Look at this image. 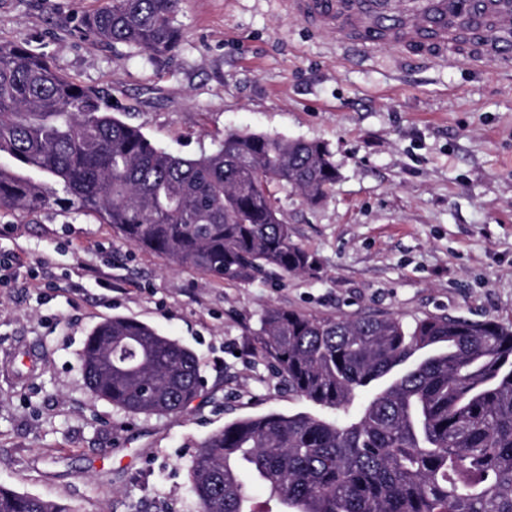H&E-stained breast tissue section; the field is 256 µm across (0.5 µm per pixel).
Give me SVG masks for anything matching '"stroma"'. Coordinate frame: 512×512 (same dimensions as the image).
I'll return each mask as SVG.
<instances>
[{
    "label": "stroma",
    "mask_w": 512,
    "mask_h": 512,
    "mask_svg": "<svg viewBox=\"0 0 512 512\" xmlns=\"http://www.w3.org/2000/svg\"><path fill=\"white\" fill-rule=\"evenodd\" d=\"M101 4L0 0V40L111 98L168 152L266 133L326 145L337 180L317 204L276 192L316 273L246 284L170 266L90 217L0 211V256L25 261L0 287V485L68 512H196L189 467L212 434L318 411L255 353L269 306L512 325V72L405 61L387 46L352 62L282 0H181L179 45L149 61L86 32ZM115 317L192 350L200 396L133 420L94 398L84 345Z\"/></svg>",
    "instance_id": "obj_1"
}]
</instances>
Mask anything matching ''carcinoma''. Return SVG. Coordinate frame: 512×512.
<instances>
[{
    "label": "carcinoma",
    "mask_w": 512,
    "mask_h": 512,
    "mask_svg": "<svg viewBox=\"0 0 512 512\" xmlns=\"http://www.w3.org/2000/svg\"><path fill=\"white\" fill-rule=\"evenodd\" d=\"M179 2L105 0L84 27L152 59L180 38ZM0 157L1 211L72 210L172 266L235 283L315 271L274 188L312 204L336 181L319 142L230 131L209 154L169 153L28 44L2 40ZM256 342L293 393L336 418L225 425L191 461L199 512H512V326L270 306ZM83 373L94 397L129 416L179 412L203 387L193 351L120 317L89 335ZM0 512L67 510L0 485Z\"/></svg>",
    "instance_id": "obj_1"
}]
</instances>
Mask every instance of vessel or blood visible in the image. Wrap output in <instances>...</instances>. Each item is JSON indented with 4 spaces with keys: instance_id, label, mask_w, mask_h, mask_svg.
<instances>
[{
    "instance_id": "1",
    "label": "vessel or blood",
    "mask_w": 512,
    "mask_h": 512,
    "mask_svg": "<svg viewBox=\"0 0 512 512\" xmlns=\"http://www.w3.org/2000/svg\"><path fill=\"white\" fill-rule=\"evenodd\" d=\"M288 12L361 57L378 46L414 59L512 68V0H287Z\"/></svg>"
}]
</instances>
